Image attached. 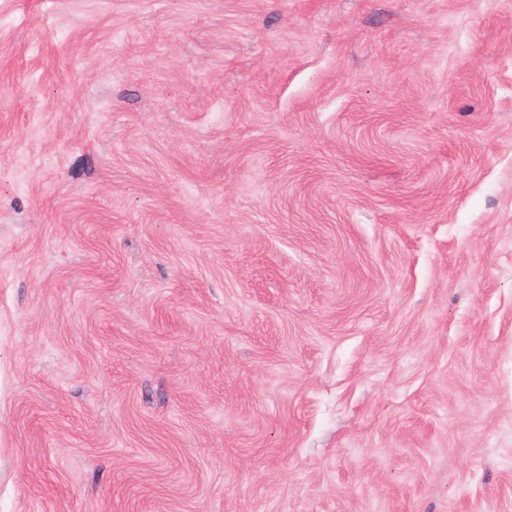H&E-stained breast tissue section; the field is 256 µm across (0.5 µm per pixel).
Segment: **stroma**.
<instances>
[{
	"instance_id": "obj_1",
	"label": "stroma",
	"mask_w": 512,
	"mask_h": 512,
	"mask_svg": "<svg viewBox=\"0 0 512 512\" xmlns=\"http://www.w3.org/2000/svg\"><path fill=\"white\" fill-rule=\"evenodd\" d=\"M0 512H512V0H0Z\"/></svg>"
}]
</instances>
